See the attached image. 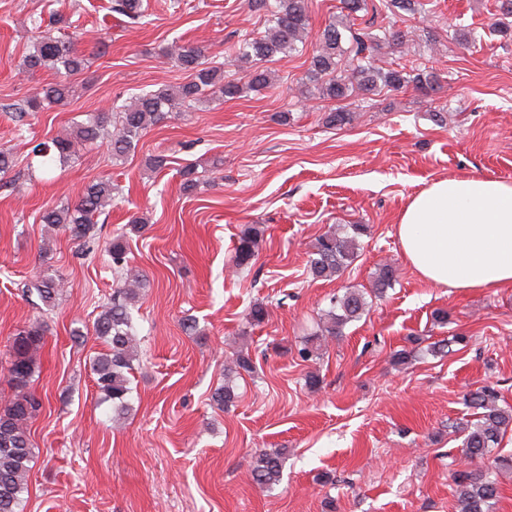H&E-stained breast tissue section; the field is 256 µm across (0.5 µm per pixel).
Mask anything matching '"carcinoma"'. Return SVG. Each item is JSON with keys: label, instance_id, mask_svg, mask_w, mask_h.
<instances>
[{"label": "carcinoma", "instance_id": "carcinoma-1", "mask_svg": "<svg viewBox=\"0 0 512 512\" xmlns=\"http://www.w3.org/2000/svg\"><path fill=\"white\" fill-rule=\"evenodd\" d=\"M250 6L268 15L269 27L260 38L244 37L234 46L238 60L269 62L275 57L288 56L299 51L309 33V14L306 0H248ZM344 13L329 23L321 32L319 46L311 57L306 79L314 84L318 95L329 100H343L353 93L376 94L384 89L398 91L410 85L426 88L435 83V76L415 72V69L376 67L370 62L374 51L387 43L401 48L413 32L386 31L383 36L373 33L377 6H368V0H340ZM144 0H112V12L125 18L128 24H144L148 17ZM60 15L50 20L32 18L36 35L25 56L27 70H53L72 75L86 67L87 58L75 48V38L58 35ZM167 56L179 68L191 73V80L176 86H163L156 90L135 94L118 112H100L87 115L85 121L75 124L73 130L41 141L31 147V153L46 162L64 161L74 152L75 145H94L103 140L110 146L112 159L120 161L136 148L142 135L152 126L168 119L173 110L189 109L208 96L228 99L239 98L247 91H261L271 87V73L255 68L244 77L224 80L218 67L205 62L204 48L193 43H175ZM73 86L64 81L45 86L5 109L13 113L17 122L46 106L61 105L73 96ZM357 113L344 108L324 113L328 126L341 127L352 124ZM112 180L96 177L81 190L74 202L47 207L40 215V222L60 226L74 239L89 244L94 227V216L112 205ZM349 231H330L318 238L309 252V269L313 278L331 280L344 271L357 257L359 238L366 235L368 226L350 224ZM261 233L254 227L246 228L240 235L233 256V264L245 268L256 260ZM106 251L112 259L117 274L116 287L110 302L94 321V334L102 341L105 350L91 362L96 385L103 399L112 402V420L118 422L130 411L129 371L137 360L135 350L136 328L133 321L135 299L140 290L150 286L147 276L128 268L125 234H118L107 243ZM396 281L395 270L384 265L378 269L373 283V293L381 296ZM60 276H45L35 285L38 299L51 306L63 288ZM368 303L365 293L350 289L330 298V309L325 313L320 335L340 336L347 324L360 319ZM45 328L35 322L13 337L9 367L10 386L14 396L0 405V512H20L22 494L27 491V481L33 459L28 426L37 416L42 404L30 391L37 367L36 356L44 345ZM469 337L457 334L448 342L431 344L429 351L438 356L452 352V345L467 346ZM252 357L238 353L227 371L239 374L253 372ZM233 387L224 385L213 395V402L222 408L235 403ZM464 404L474 410L475 419L457 423L463 434L461 456L464 468L454 474V496L458 512H492L500 496L499 476L512 473V455L494 453L499 448L505 432L512 427V407L499 405L495 390L485 387L464 396ZM487 464L474 468L477 461ZM285 456L280 450L263 452L256 458L250 478L253 483L271 489L278 485L284 468Z\"/></svg>", "mask_w": 512, "mask_h": 512}]
</instances>
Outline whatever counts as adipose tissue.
<instances>
[{
  "instance_id": "obj_1",
  "label": "adipose tissue",
  "mask_w": 512,
  "mask_h": 512,
  "mask_svg": "<svg viewBox=\"0 0 512 512\" xmlns=\"http://www.w3.org/2000/svg\"><path fill=\"white\" fill-rule=\"evenodd\" d=\"M420 279L440 288L512 285V183L441 179L410 199L396 226Z\"/></svg>"
}]
</instances>
